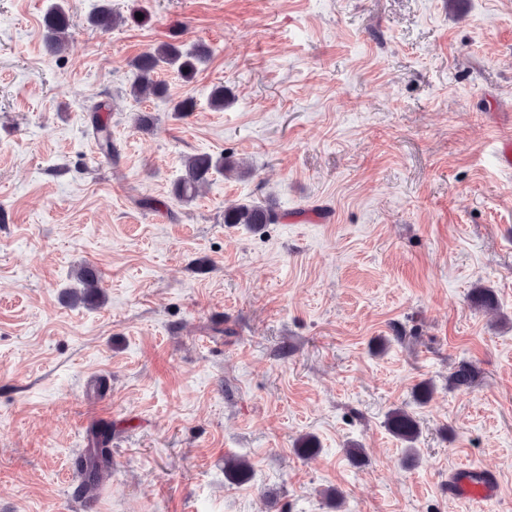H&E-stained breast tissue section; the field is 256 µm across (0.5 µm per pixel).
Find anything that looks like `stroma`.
I'll list each match as a JSON object with an SVG mask.
<instances>
[{
    "instance_id": "35a3bbf8",
    "label": "stroma",
    "mask_w": 512,
    "mask_h": 512,
    "mask_svg": "<svg viewBox=\"0 0 512 512\" xmlns=\"http://www.w3.org/2000/svg\"><path fill=\"white\" fill-rule=\"evenodd\" d=\"M51 2L0 0V512H512V0H112L149 20L106 33L100 0H68L57 56ZM175 38L212 51L192 81L162 74L196 108L148 102L137 130L129 63ZM194 153L249 172L179 202ZM260 200L278 223H225ZM85 263L102 306L62 300ZM479 286L496 313L471 307ZM462 361L475 380L449 388ZM99 424L112 478L89 511ZM461 464L496 496L450 497ZM63 2L53 3L43 20L45 30L43 48L49 55L60 54L69 35L71 18ZM101 105L93 106L90 110V122L92 127V134L97 142L98 149L105 156L112 158V155L117 153V148L112 140V131L107 121H105L100 111ZM388 427L402 441L410 444L408 449L411 451V444L417 438V424L413 417L403 408H394L387 415ZM110 440L109 428H94L88 440L83 458L79 462L82 482L79 492L88 506L97 500V494L105 482L112 475L111 448H107Z\"/></svg>"
}]
</instances>
